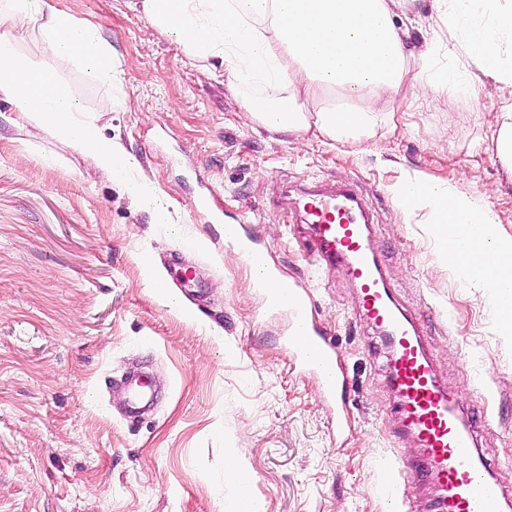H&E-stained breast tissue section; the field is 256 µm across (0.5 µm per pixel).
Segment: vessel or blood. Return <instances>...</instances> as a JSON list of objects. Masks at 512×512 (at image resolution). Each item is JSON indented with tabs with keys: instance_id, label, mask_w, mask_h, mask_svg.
<instances>
[{
	"instance_id": "1",
	"label": "vessel or blood",
	"mask_w": 512,
	"mask_h": 512,
	"mask_svg": "<svg viewBox=\"0 0 512 512\" xmlns=\"http://www.w3.org/2000/svg\"><path fill=\"white\" fill-rule=\"evenodd\" d=\"M298 241L321 272L344 271L358 294L362 319L378 329L389 351L387 383L396 395L398 432L410 436L415 455L404 449L379 473L387 504L414 512L406 494L411 485L427 488L425 512H512V496L478 451L470 423L461 419L458 401L440 381L422 339L420 323L397 302L384 266L372 246L378 225L368 194L349 179L284 181L281 190ZM193 206L211 223L224 227V240L265 279L276 276L268 255L248 231L247 219L228 224L199 193ZM266 307L288 317L283 339L293 361L314 376L324 400L338 411L348 404L350 383L336 345L313 319L306 284L286 281L277 291L262 290Z\"/></svg>"
}]
</instances>
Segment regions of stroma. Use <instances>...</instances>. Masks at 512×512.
<instances>
[{
	"instance_id": "35a3bbf8",
	"label": "stroma",
	"mask_w": 512,
	"mask_h": 512,
	"mask_svg": "<svg viewBox=\"0 0 512 512\" xmlns=\"http://www.w3.org/2000/svg\"><path fill=\"white\" fill-rule=\"evenodd\" d=\"M47 2L95 24L111 46L112 82L77 69L59 77L83 107L79 120L139 166L125 181L106 180L63 134L0 100V512H231L230 453L247 465L265 512H385L378 469L412 442L396 434L383 338L361 320L341 272L316 282L278 204L280 182L306 177L367 190L380 220L373 246L394 294L422 323L440 379L512 489V337L483 289L437 256L428 209L401 212L392 194L416 173L487 194L512 236V175L475 148L512 86L490 81L476 99L421 104L410 63L382 136L300 143L244 112L281 86L229 89L223 71L191 64L135 0ZM395 11L416 19L409 43L425 50L436 0H400ZM197 173L225 222L247 214L278 274L310 285L352 386L347 427L290 361L285 324L267 315L222 224L192 207ZM130 183L166 202L167 223L134 201ZM172 251L199 277L180 313L148 281ZM134 369L160 390L136 422L112 387Z\"/></svg>"
}]
</instances>
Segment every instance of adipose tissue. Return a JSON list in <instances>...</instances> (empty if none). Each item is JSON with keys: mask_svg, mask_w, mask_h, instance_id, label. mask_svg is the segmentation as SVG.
I'll list each match as a JSON object with an SVG mask.
<instances>
[{"mask_svg": "<svg viewBox=\"0 0 512 512\" xmlns=\"http://www.w3.org/2000/svg\"><path fill=\"white\" fill-rule=\"evenodd\" d=\"M0 9V99L24 119L61 132L92 157L104 177L123 179L134 156L78 120V100L60 71L78 68L90 80L116 73L112 53L95 26L46 8V0H6ZM396 0H141L140 11L186 56L221 66L229 87L248 70L266 72L284 95L269 105L246 104L257 127L313 137L339 145H362L392 119L387 105L400 91L407 58L421 73L418 97H477L485 80L512 84V0H448L444 29L433 31L427 51H406L407 28L396 25ZM36 24L52 66L18 51L13 22ZM447 52L448 67L438 55ZM339 103H323L330 91ZM402 209L427 205L440 255L449 244L461 254L456 266L480 281L501 313L503 335H512V237L498 230V217L480 193H464L421 175L394 186Z\"/></svg>", "mask_w": 512, "mask_h": 512, "instance_id": "obj_1", "label": "adipose tissue"}]
</instances>
